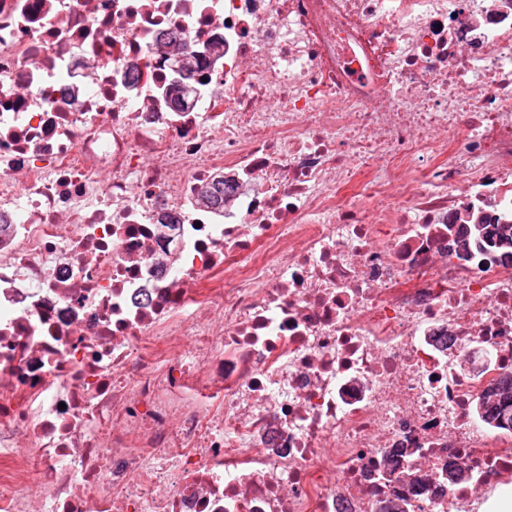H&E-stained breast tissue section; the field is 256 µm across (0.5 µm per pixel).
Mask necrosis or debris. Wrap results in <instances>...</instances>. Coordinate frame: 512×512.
<instances>
[{
	"mask_svg": "<svg viewBox=\"0 0 512 512\" xmlns=\"http://www.w3.org/2000/svg\"><path fill=\"white\" fill-rule=\"evenodd\" d=\"M490 215L512 0H0V512H476Z\"/></svg>",
	"mask_w": 512,
	"mask_h": 512,
	"instance_id": "obj_1",
	"label": "necrosis or debris"
}]
</instances>
